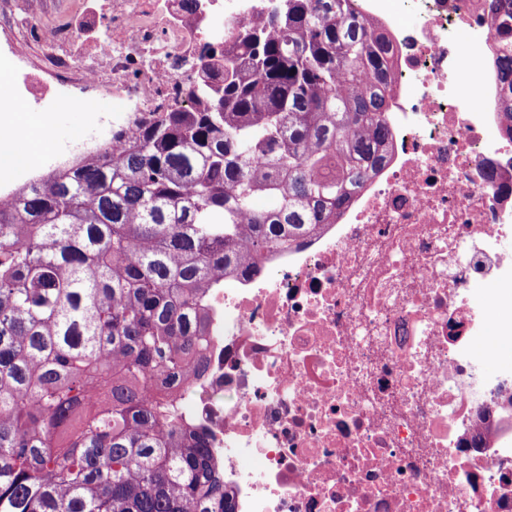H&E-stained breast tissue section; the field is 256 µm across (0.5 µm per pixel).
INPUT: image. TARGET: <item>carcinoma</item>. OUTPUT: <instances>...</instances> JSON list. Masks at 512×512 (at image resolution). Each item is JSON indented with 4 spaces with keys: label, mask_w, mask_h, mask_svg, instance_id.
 I'll return each mask as SVG.
<instances>
[{
    "label": "carcinoma",
    "mask_w": 512,
    "mask_h": 512,
    "mask_svg": "<svg viewBox=\"0 0 512 512\" xmlns=\"http://www.w3.org/2000/svg\"><path fill=\"white\" fill-rule=\"evenodd\" d=\"M197 62L188 105L0 201V512H232L185 409L203 299L336 223L390 136L389 46L357 0H274Z\"/></svg>",
    "instance_id": "1"
}]
</instances>
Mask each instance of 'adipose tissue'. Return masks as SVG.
Returning a JSON list of instances; mask_svg holds the SVG:
<instances>
[{
	"label": "adipose tissue",
	"instance_id": "obj_1",
	"mask_svg": "<svg viewBox=\"0 0 512 512\" xmlns=\"http://www.w3.org/2000/svg\"><path fill=\"white\" fill-rule=\"evenodd\" d=\"M53 119L49 112H1L0 128L8 135L0 139V180L20 164L35 160L43 147V132Z\"/></svg>",
	"mask_w": 512,
	"mask_h": 512
}]
</instances>
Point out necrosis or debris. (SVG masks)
<instances>
[{"mask_svg":"<svg viewBox=\"0 0 512 512\" xmlns=\"http://www.w3.org/2000/svg\"><path fill=\"white\" fill-rule=\"evenodd\" d=\"M103 0L112 33L81 58L80 31L40 24L55 65L30 87L17 24L0 16V79L25 112L70 105L73 71L120 104L185 101L192 55L217 31L173 6ZM390 47V147L337 223L265 253L206 300L212 345L187 402L210 434L234 512H512V368L477 350L490 302L512 289V136L489 62L488 0H360ZM496 181H488V174Z\"/></svg>","mask_w":512,"mask_h":512,"instance_id":"1","label":"necrosis or debris"}]
</instances>
